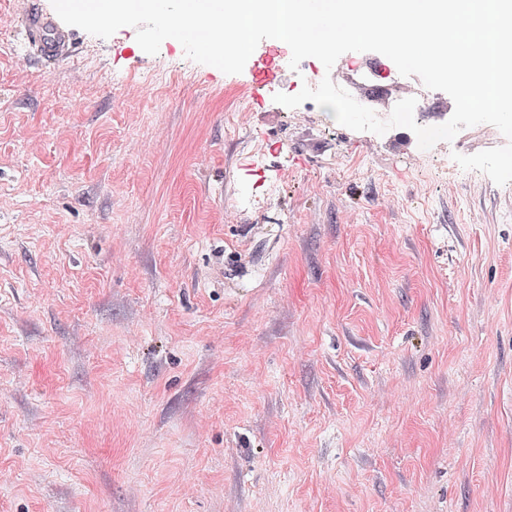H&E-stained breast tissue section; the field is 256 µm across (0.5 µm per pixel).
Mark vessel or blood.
I'll return each instance as SVG.
<instances>
[{
    "mask_svg": "<svg viewBox=\"0 0 512 512\" xmlns=\"http://www.w3.org/2000/svg\"><path fill=\"white\" fill-rule=\"evenodd\" d=\"M16 29L22 44V62L37 60L55 64L65 60L73 50L72 30L54 9L39 6L35 0H24Z\"/></svg>",
    "mask_w": 512,
    "mask_h": 512,
    "instance_id": "vessel-or-blood-1",
    "label": "vessel or blood"
}]
</instances>
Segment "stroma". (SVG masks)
I'll return each instance as SVG.
<instances>
[{"label": "stroma", "instance_id": "obj_1", "mask_svg": "<svg viewBox=\"0 0 512 512\" xmlns=\"http://www.w3.org/2000/svg\"><path fill=\"white\" fill-rule=\"evenodd\" d=\"M0 0V512H512V183ZM246 89L238 137L224 115ZM21 2L23 7L15 25L22 44L21 61L55 64L65 60L73 50L72 30L53 8L41 7L34 1Z\"/></svg>", "mask_w": 512, "mask_h": 512}]
</instances>
